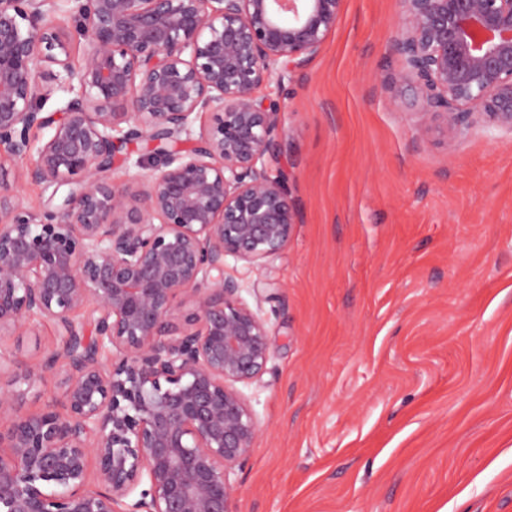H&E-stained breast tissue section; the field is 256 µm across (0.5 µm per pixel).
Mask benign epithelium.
I'll list each match as a JSON object with an SVG mask.
<instances>
[{
    "instance_id": "7a95c632",
    "label": "benign epithelium",
    "mask_w": 512,
    "mask_h": 512,
    "mask_svg": "<svg viewBox=\"0 0 512 512\" xmlns=\"http://www.w3.org/2000/svg\"><path fill=\"white\" fill-rule=\"evenodd\" d=\"M77 2L76 66L72 32L45 22L59 0H0V185L67 188L40 213L0 192V383L16 387L0 395V512H235L230 475L258 430L236 384L269 343L224 259L258 267L297 224L264 164L280 106L255 90L305 65L342 0ZM400 2L397 105L425 133L512 132V0ZM137 139L142 191L107 176ZM44 322L60 342L42 365L1 344ZM49 371L63 410L20 413Z\"/></svg>"
}]
</instances>
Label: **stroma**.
I'll list each match as a JSON object with an SVG mask.
<instances>
[{"instance_id":"1","label":"stroma","mask_w":512,"mask_h":512,"mask_svg":"<svg viewBox=\"0 0 512 512\" xmlns=\"http://www.w3.org/2000/svg\"><path fill=\"white\" fill-rule=\"evenodd\" d=\"M399 0H343L309 63L258 97L298 213L224 274L266 319L237 512H512V133L420 135L383 84ZM52 324L7 347L29 365Z\"/></svg>"}]
</instances>
